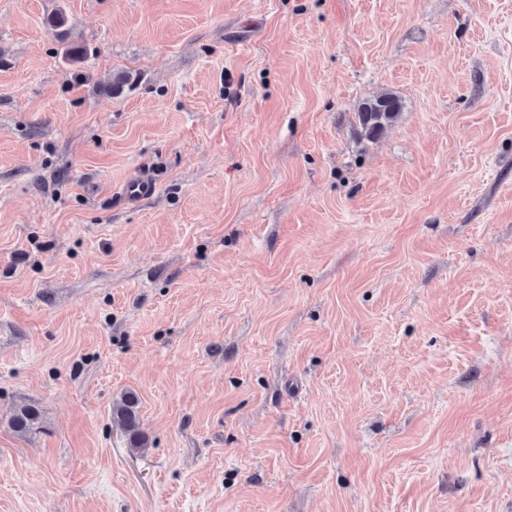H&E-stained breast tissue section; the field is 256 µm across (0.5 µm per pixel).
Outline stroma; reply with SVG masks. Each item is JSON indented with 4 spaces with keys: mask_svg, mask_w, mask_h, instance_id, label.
Returning a JSON list of instances; mask_svg holds the SVG:
<instances>
[{
    "mask_svg": "<svg viewBox=\"0 0 512 512\" xmlns=\"http://www.w3.org/2000/svg\"><path fill=\"white\" fill-rule=\"evenodd\" d=\"M0 512H512V0H0ZM401 111L400 99L391 93L364 102L357 112L361 132L370 139L381 136L395 122ZM155 186L146 175H140L124 184L123 194L128 202H139L153 194ZM138 406V396L134 392H126L113 404L112 419L127 434L131 448L144 450L147 440L140 430ZM37 419L38 413L33 407L20 406L10 418L9 427L13 432L25 435L34 429Z\"/></svg>",
    "mask_w": 512,
    "mask_h": 512,
    "instance_id": "stroma-1",
    "label": "stroma"
}]
</instances>
